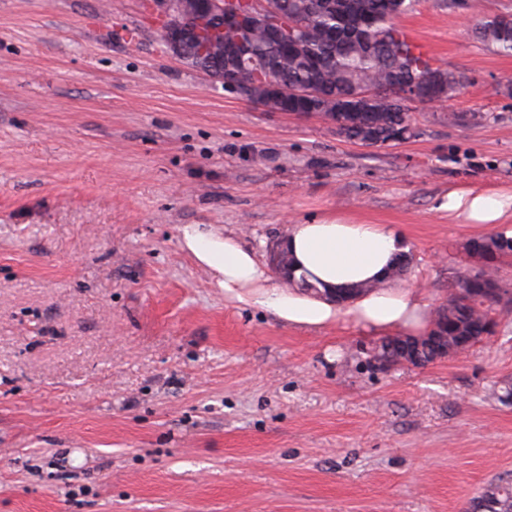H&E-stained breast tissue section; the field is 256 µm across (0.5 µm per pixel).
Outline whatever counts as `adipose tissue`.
Masks as SVG:
<instances>
[{"mask_svg":"<svg viewBox=\"0 0 512 512\" xmlns=\"http://www.w3.org/2000/svg\"><path fill=\"white\" fill-rule=\"evenodd\" d=\"M444 208L469 224L507 226L512 224V191L454 190ZM286 242L296 274L316 283L318 293H300L276 283L255 251L234 235L197 224L181 229L183 248L212 271L225 295L266 310L288 326L318 330L343 321L374 336L427 329L429 301L389 277L395 256L407 249L391 226L335 216L290 225Z\"/></svg>","mask_w":512,"mask_h":512,"instance_id":"adipose-tissue-1","label":"adipose tissue"}]
</instances>
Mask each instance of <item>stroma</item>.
<instances>
[{
  "label": "stroma",
  "mask_w": 512,
  "mask_h": 512,
  "mask_svg": "<svg viewBox=\"0 0 512 512\" xmlns=\"http://www.w3.org/2000/svg\"><path fill=\"white\" fill-rule=\"evenodd\" d=\"M503 12L400 18L465 87L379 148L225 92L163 46L156 0H0V512H467L512 477V336L381 371L375 337L232 301L181 245L389 224L440 305L493 231L441 202L512 189V56L475 36Z\"/></svg>",
  "instance_id": "stroma-1"
}]
</instances>
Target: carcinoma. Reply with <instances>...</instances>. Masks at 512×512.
<instances>
[{
	"instance_id": "cac0c4a2",
	"label": "carcinoma",
	"mask_w": 512,
	"mask_h": 512,
	"mask_svg": "<svg viewBox=\"0 0 512 512\" xmlns=\"http://www.w3.org/2000/svg\"><path fill=\"white\" fill-rule=\"evenodd\" d=\"M283 23H301L286 42L269 27L246 18L241 31H226L204 15L193 16L196 38L169 51L211 77L231 76L247 86L254 103L296 114L316 113L336 124L339 134L366 146L382 147L411 126L401 97L418 89L420 104L449 99L463 88L454 72L431 63L408 40L398 19L418 0H268ZM486 47L512 55V14L501 13L476 28ZM248 54L240 57L238 43ZM366 89L373 93L362 98ZM320 94L318 98L300 95ZM469 255L484 259L464 274L448 276V299L434 312L430 335L443 339L447 356L467 349L463 337L507 336L512 284L501 264L512 258V237L497 232L472 239ZM401 337L382 339L370 358L396 360ZM468 512H512V479L490 483L471 498Z\"/></svg>"
}]
</instances>
